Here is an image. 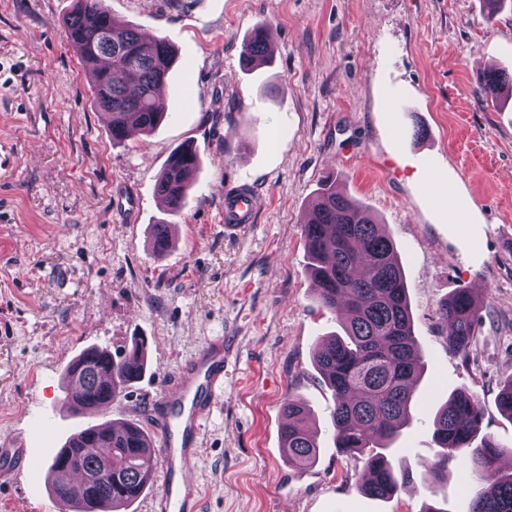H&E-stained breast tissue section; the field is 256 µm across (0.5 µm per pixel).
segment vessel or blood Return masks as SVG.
<instances>
[{
    "mask_svg": "<svg viewBox=\"0 0 512 512\" xmlns=\"http://www.w3.org/2000/svg\"><path fill=\"white\" fill-rule=\"evenodd\" d=\"M263 197L251 185L227 182L224 187V234L234 237L252 225ZM226 337L212 339L181 365L168 387L149 403L156 437L153 456L160 482L150 500L151 512H200V495L189 474L201 452V437L224 397L227 372ZM33 449L0 448V483L13 474L35 472Z\"/></svg>",
    "mask_w": 512,
    "mask_h": 512,
    "instance_id": "1",
    "label": "vessel or blood"
}]
</instances>
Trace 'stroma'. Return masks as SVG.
<instances>
[{"label": "stroma", "mask_w": 512, "mask_h": 512, "mask_svg": "<svg viewBox=\"0 0 512 512\" xmlns=\"http://www.w3.org/2000/svg\"><path fill=\"white\" fill-rule=\"evenodd\" d=\"M113 19L167 39L178 60L168 118L113 140L64 20L73 0H0V445L36 442L51 414L53 457L79 427L62 377L90 347L148 342L133 387L92 416L141 423L181 363L215 336L236 356L191 478L200 512H470L476 486L449 467L434 483L432 418L450 393L480 401L482 431L512 445L496 398L512 377V98L477 79L512 74V6L482 0H105ZM269 63L247 68L257 27ZM400 101L399 111L388 109ZM200 158L186 207L168 214L155 184L170 153ZM256 187L249 232L224 235V185ZM367 207L397 246L425 364L409 424L389 449L407 474L387 500L361 489L360 457L337 452L334 399L313 350L339 331L309 270L303 222L326 181ZM450 194L444 204L442 194ZM174 245L156 257L153 224ZM457 288L486 304L467 357L438 318ZM311 410L319 458L289 465L287 396ZM46 474L0 486V512H42ZM479 84L481 94L497 100L505 89H512V76L504 71L491 70L483 74Z\"/></svg>", "instance_id": "stroma-1"}]
</instances>
